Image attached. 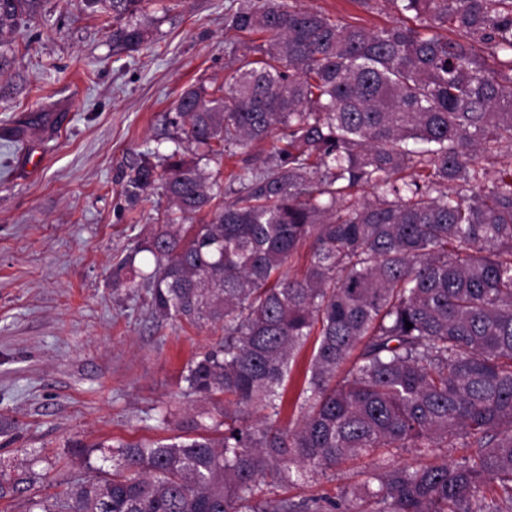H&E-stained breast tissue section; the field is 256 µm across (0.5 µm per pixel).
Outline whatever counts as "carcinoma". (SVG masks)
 <instances>
[{"instance_id":"1","label":"carcinoma","mask_w":512,"mask_h":512,"mask_svg":"<svg viewBox=\"0 0 512 512\" xmlns=\"http://www.w3.org/2000/svg\"><path fill=\"white\" fill-rule=\"evenodd\" d=\"M82 2L115 46L147 40L127 22L143 0ZM41 3L0 0V38ZM360 3L396 18L231 0L230 79L184 90L175 148L129 174V201L166 206L115 272L156 318L221 333L181 373L210 408L186 437L83 450L112 471L40 512H512V0ZM458 440L468 455L429 461ZM362 458L333 496L275 492ZM310 355V346L308 345L301 352L297 364L293 367L288 378L284 394V410L280 416L281 424L294 423L298 417V411L295 408V397L303 381V372Z\"/></svg>"}]
</instances>
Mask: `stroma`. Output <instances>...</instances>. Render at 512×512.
Instances as JSON below:
<instances>
[{
	"label": "stroma",
	"mask_w": 512,
	"mask_h": 512,
	"mask_svg": "<svg viewBox=\"0 0 512 512\" xmlns=\"http://www.w3.org/2000/svg\"><path fill=\"white\" fill-rule=\"evenodd\" d=\"M368 28L392 13L298 0ZM229 0H150L133 49L80 0H43L0 37V512L94 476L76 444L173 438L158 414L196 415L181 371L211 334L150 315L113 270L152 229L159 194L122 187L144 151L168 152L181 92L227 74Z\"/></svg>",
	"instance_id": "stroma-1"
}]
</instances>
